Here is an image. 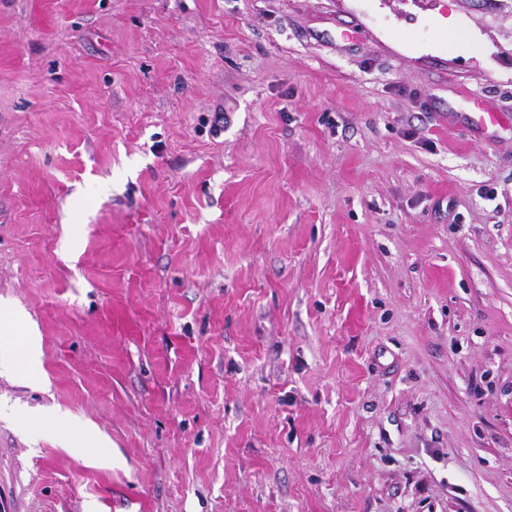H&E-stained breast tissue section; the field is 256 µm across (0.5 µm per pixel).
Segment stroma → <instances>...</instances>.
I'll return each instance as SVG.
<instances>
[{"mask_svg": "<svg viewBox=\"0 0 512 512\" xmlns=\"http://www.w3.org/2000/svg\"><path fill=\"white\" fill-rule=\"evenodd\" d=\"M475 17L0 0L40 352L0 512H512V38Z\"/></svg>", "mask_w": 512, "mask_h": 512, "instance_id": "35a3bbf8", "label": "stroma"}]
</instances>
